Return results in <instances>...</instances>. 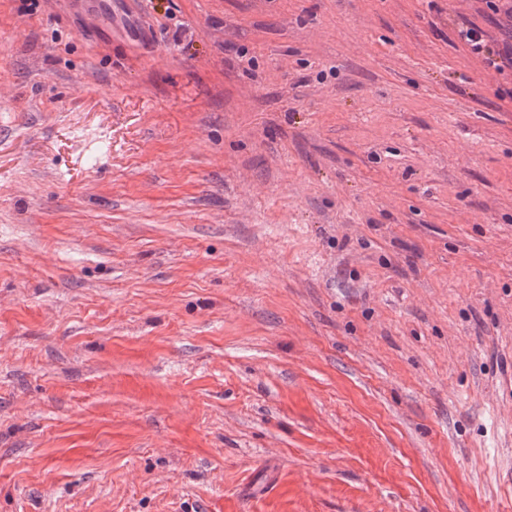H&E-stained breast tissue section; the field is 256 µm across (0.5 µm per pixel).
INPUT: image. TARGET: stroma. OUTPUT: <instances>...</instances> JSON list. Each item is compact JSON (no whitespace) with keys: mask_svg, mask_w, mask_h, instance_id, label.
<instances>
[{"mask_svg":"<svg viewBox=\"0 0 512 512\" xmlns=\"http://www.w3.org/2000/svg\"><path fill=\"white\" fill-rule=\"evenodd\" d=\"M0 0V512H492L512 76L484 0ZM79 1L78 6L85 9L90 18L102 27L112 30V26L122 27L127 36L133 39L141 38L145 31L129 19L128 3L137 0H73ZM121 1L125 3H121ZM459 37L471 53L484 59L488 67L501 73L506 65H510L512 70V43L506 42L502 49H493L486 42L485 32L473 23H465L459 30Z\"/></svg>","mask_w":512,"mask_h":512,"instance_id":"35a3bbf8","label":"stroma"}]
</instances>
